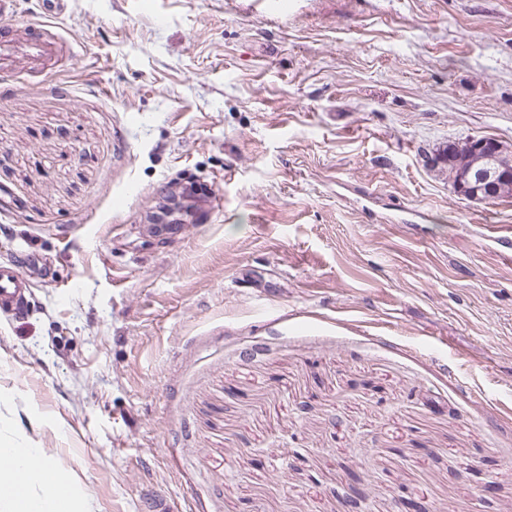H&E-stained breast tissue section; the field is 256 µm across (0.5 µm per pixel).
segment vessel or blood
I'll use <instances>...</instances> for the list:
<instances>
[{"mask_svg": "<svg viewBox=\"0 0 512 512\" xmlns=\"http://www.w3.org/2000/svg\"><path fill=\"white\" fill-rule=\"evenodd\" d=\"M67 0H42L44 23L32 26L15 20L16 0H0V19L8 24L0 28V74L9 75L18 64H25L35 74L50 76L59 71L71 57L74 42L54 28L66 9ZM32 256H24L22 265L0 266V311L16 315L30 308V281L24 271L32 264Z\"/></svg>", "mask_w": 512, "mask_h": 512, "instance_id": "1", "label": "vessel or blood"}]
</instances>
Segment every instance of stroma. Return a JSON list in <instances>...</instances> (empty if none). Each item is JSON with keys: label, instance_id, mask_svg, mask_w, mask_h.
I'll return each instance as SVG.
<instances>
[{"label": "stroma", "instance_id": "35a3bbf8", "mask_svg": "<svg viewBox=\"0 0 512 512\" xmlns=\"http://www.w3.org/2000/svg\"><path fill=\"white\" fill-rule=\"evenodd\" d=\"M0 79V418L95 512H512V0H68ZM496 490L484 495L481 482ZM54 25L42 22L37 28L24 21H14L0 28L1 77L15 72L21 62L32 73L45 77L59 71L77 42L54 30L58 28ZM467 139L469 138H466L465 140ZM465 140L461 141L463 142L462 144H466V148L474 154L491 151L497 158L498 166L494 172L482 173L477 185H472L468 178V174L466 173L464 175L465 183L458 185L455 188V191L461 196L468 194L472 200L490 201L496 197V191L499 188V184L511 179L512 150L497 139H477L474 137L467 143ZM495 162L496 159L491 156H484L482 154H479L478 156L473 154H463L461 156L454 157L450 162H448V155L445 156L444 165L448 166V181L452 182L454 187L455 182L460 176V172L464 174L472 165L477 167L478 171H481L492 167ZM470 186L476 187L470 190L468 189ZM509 197H512V180L501 186L500 193L495 199ZM22 267L0 266V311L21 315L29 310L31 286Z\"/></svg>", "mask_w": 512, "mask_h": 512}]
</instances>
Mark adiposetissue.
Wrapping results in <instances>:
<instances>
[{
    "instance_id": "ef3b65f1",
    "label": "adipose tissue",
    "mask_w": 512,
    "mask_h": 512,
    "mask_svg": "<svg viewBox=\"0 0 512 512\" xmlns=\"http://www.w3.org/2000/svg\"><path fill=\"white\" fill-rule=\"evenodd\" d=\"M50 465L38 444L0 438V512H93L90 497H76L68 473L60 475V492L44 487L37 472Z\"/></svg>"
}]
</instances>
